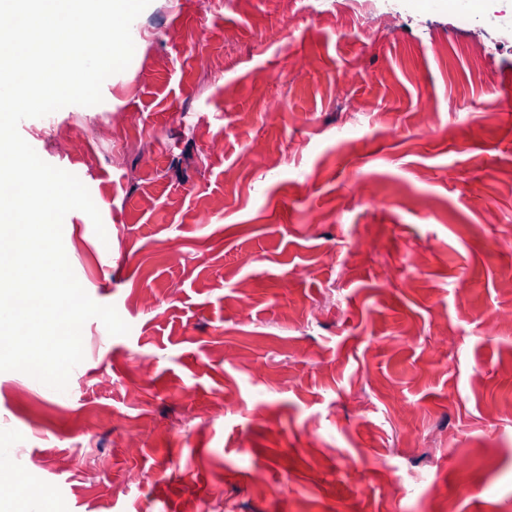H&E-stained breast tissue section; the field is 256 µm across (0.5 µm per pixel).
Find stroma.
<instances>
[{
	"instance_id": "35a3bbf8",
	"label": "stroma",
	"mask_w": 512,
	"mask_h": 512,
	"mask_svg": "<svg viewBox=\"0 0 512 512\" xmlns=\"http://www.w3.org/2000/svg\"><path fill=\"white\" fill-rule=\"evenodd\" d=\"M438 2L390 0L369 38L282 0H151L101 104L20 123L88 188L109 235L70 212L66 254L130 326L85 323L65 392L0 372V448L51 512H436L437 489L512 512V53L471 80L484 33ZM95 410L85 488L64 458Z\"/></svg>"
}]
</instances>
